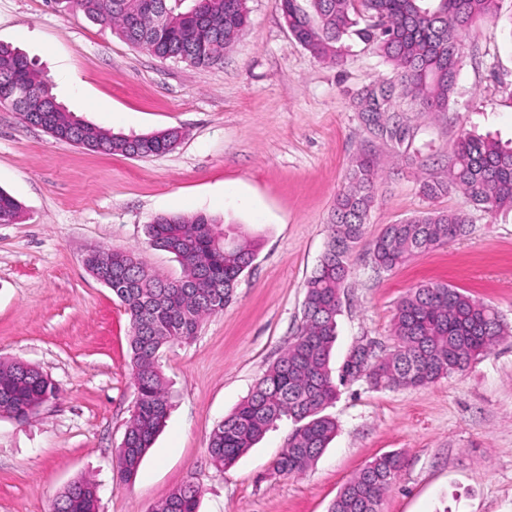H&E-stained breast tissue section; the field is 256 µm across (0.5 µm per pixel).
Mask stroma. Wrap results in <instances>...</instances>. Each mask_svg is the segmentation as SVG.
<instances>
[{
  "label": "stroma",
  "instance_id": "stroma-1",
  "mask_svg": "<svg viewBox=\"0 0 512 512\" xmlns=\"http://www.w3.org/2000/svg\"><path fill=\"white\" fill-rule=\"evenodd\" d=\"M247 7L249 25L223 61L199 68L134 48L62 0H0V43L26 53L77 119L122 135L183 132L174 149L130 159L58 141L0 105V189L23 206L17 223L0 224V360L28 362L60 389L25 423L0 418V512H49L82 476L100 486L99 512H150L188 481L200 489L199 512H327L388 451L403 467L382 512H512V337L420 388L345 381L324 410L338 432L303 475L274 473L294 429L287 419L233 466L212 464L213 427L298 331L306 281L360 152L376 160L378 188L350 257L333 373L357 344L392 348L396 305L423 282L493 305L512 328V211L488 213L459 191L435 199L420 191L447 178L464 134L512 142V0L468 38L447 111L394 92L387 114L408 131L401 145L361 120L367 93L397 82L375 44L350 36L335 64L292 37L275 0ZM428 209L465 214L468 233L375 269L371 244L384 226ZM199 212L254 239L256 256L231 305L191 341L161 349L173 407L126 482L118 454L136 401L130 320L83 253L133 250L178 278L174 255L150 247L145 229L160 215Z\"/></svg>",
  "mask_w": 512,
  "mask_h": 512
}]
</instances>
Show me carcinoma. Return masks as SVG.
<instances>
[{
	"label": "carcinoma",
	"instance_id": "obj_1",
	"mask_svg": "<svg viewBox=\"0 0 512 512\" xmlns=\"http://www.w3.org/2000/svg\"><path fill=\"white\" fill-rule=\"evenodd\" d=\"M89 18L109 24L124 41L142 30L132 46L151 55L211 67L224 59L248 22L246 0H155L163 26L137 17L140 0H64ZM501 0H276L291 34L318 58L341 60L342 43L356 34L376 43L396 67L400 91L430 112H444L454 93L465 45L461 33L477 21L498 15ZM366 22L358 28L359 21ZM0 105L26 121L40 123L54 138L86 149L104 143L111 153L141 158L156 155L167 140L129 143L71 116L51 94L47 81L18 50L0 44ZM390 94H367L369 112L384 111ZM378 175L367 153L357 156L348 187L336 197L327 247L306 282L302 323L277 360L247 397L209 438L208 452L218 468L232 466L283 417L295 423L276 464L279 475L305 473L336 436V421L321 415L339 390L330 368L336 317L349 273V256L364 234L375 200ZM460 190L487 212L512 209V146L469 134L459 139L448 166V180L427 181L421 192L437 198ZM22 205L0 190V223L14 224ZM216 219L197 213L161 215L147 226L149 244L174 254L182 268L177 279L151 271L140 257L124 253L112 276V293L130 317L131 368L137 391L119 453L124 480L137 476L142 460L166 425L170 394L160 365V349L194 337L204 318L224 311L242 273L256 254V243L215 230ZM468 218L447 211H425L388 224L374 241L379 269L392 270L409 256L453 241L467 232ZM393 349L371 353L360 377L377 389L425 386L468 367L512 335L495 307L446 283L409 289L393 316ZM56 384L38 368L17 360L0 361V415L26 420L58 395ZM402 468L400 453L381 454L341 489L328 512H381L385 495ZM200 493L191 482L173 489L151 512H198ZM54 512H98V486L80 478L54 499Z\"/></svg>",
	"mask_w": 512,
	"mask_h": 512
}]
</instances>
